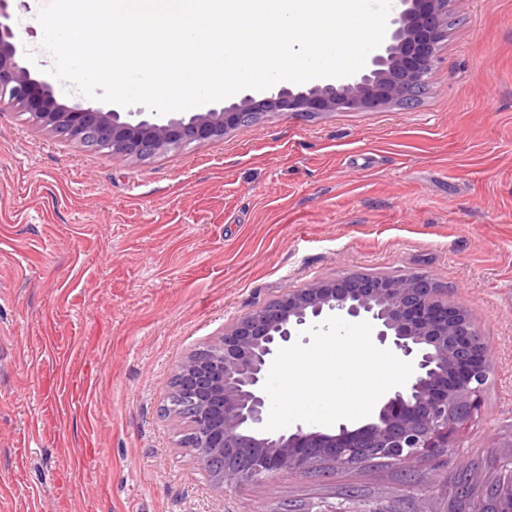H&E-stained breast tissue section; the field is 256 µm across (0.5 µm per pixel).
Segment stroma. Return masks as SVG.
Here are the masks:
<instances>
[{
	"mask_svg": "<svg viewBox=\"0 0 512 512\" xmlns=\"http://www.w3.org/2000/svg\"><path fill=\"white\" fill-rule=\"evenodd\" d=\"M47 0H5L54 64ZM419 104L269 114L138 160L0 111V512H448L512 459V0H450ZM427 273L493 355L458 448L217 491L166 415L180 362L319 278Z\"/></svg>",
	"mask_w": 512,
	"mask_h": 512,
	"instance_id": "stroma-1",
	"label": "stroma"
}]
</instances>
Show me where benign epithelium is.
<instances>
[{
    "label": "benign epithelium",
    "instance_id": "7a95c632",
    "mask_svg": "<svg viewBox=\"0 0 512 512\" xmlns=\"http://www.w3.org/2000/svg\"><path fill=\"white\" fill-rule=\"evenodd\" d=\"M398 2L363 74L305 90L281 86L261 100L245 95L189 117L58 103L52 84L20 64L24 50L13 27L0 21V109L13 108L73 138L91 130L112 154L144 159L221 139L263 112L288 118L405 107L428 85L448 36L449 0ZM332 316L370 323L375 345L410 362L411 376L390 389L357 428L341 424L322 431L297 424L288 431L265 430L270 398L264 384L271 362L286 344L309 341L305 332ZM477 320L474 310L448 300L439 281L426 273L324 278L289 288L225 326L179 365L176 374L193 405L198 440L190 449L223 458L215 476L220 492L283 473H310L325 462L348 467L389 456L405 464L449 453L479 410L492 367ZM511 498L512 486H496L477 499L462 490L449 512H503V500Z\"/></svg>",
    "mask_w": 512,
    "mask_h": 512
}]
</instances>
